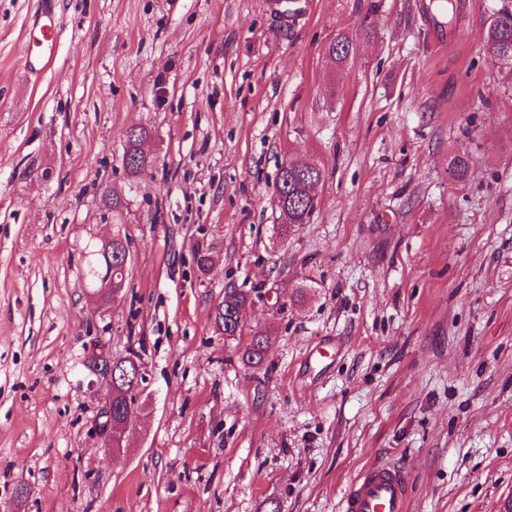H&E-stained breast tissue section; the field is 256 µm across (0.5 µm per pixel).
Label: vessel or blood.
Masks as SVG:
<instances>
[{
	"label": "vessel or blood",
	"instance_id": "obj_1",
	"mask_svg": "<svg viewBox=\"0 0 512 512\" xmlns=\"http://www.w3.org/2000/svg\"><path fill=\"white\" fill-rule=\"evenodd\" d=\"M39 36L37 50L26 60V67L49 65L57 45V24L53 0H41L34 23ZM409 474L404 468L390 464H376L367 468L349 487L342 512H408L407 487Z\"/></svg>",
	"mask_w": 512,
	"mask_h": 512
}]
</instances>
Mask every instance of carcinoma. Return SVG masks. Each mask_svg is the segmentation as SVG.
<instances>
[{
    "label": "carcinoma",
    "instance_id": "1",
    "mask_svg": "<svg viewBox=\"0 0 512 512\" xmlns=\"http://www.w3.org/2000/svg\"><path fill=\"white\" fill-rule=\"evenodd\" d=\"M485 43L492 63L500 68L512 70V0H501L500 7L490 18L485 32ZM356 39L350 34L338 32L327 47L328 56L341 65L355 53ZM151 137L150 131L143 126H133L127 132L124 151V164L130 177L134 180L151 172L155 160L143 149ZM470 167V158L462 150L448 161L451 176L462 181ZM323 178V170L316 164L292 159L285 160L277 175L274 194L280 212L281 223L275 225L277 233L288 235L289 230L298 224H305L310 219L317 201L313 194L314 187ZM102 202L112 213V245L89 240L83 247L82 277L88 290L96 294L110 283L114 288H124L126 282V259L130 239L125 231L127 202L115 189H104ZM251 302V293L238 288L225 291L224 302L218 307L214 318L215 326L224 337L237 339L243 334V311ZM267 339L261 335L254 336L241 349L242 362L258 368L265 362Z\"/></svg>",
    "mask_w": 512,
    "mask_h": 512
}]
</instances>
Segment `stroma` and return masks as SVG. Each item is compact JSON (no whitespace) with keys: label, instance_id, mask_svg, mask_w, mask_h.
<instances>
[{"label":"stroma","instance_id":"obj_1","mask_svg":"<svg viewBox=\"0 0 512 512\" xmlns=\"http://www.w3.org/2000/svg\"><path fill=\"white\" fill-rule=\"evenodd\" d=\"M427 4L55 0L35 74L40 0H0V512H340L377 463L407 470L410 512L512 505V73L483 41L500 0H458L442 40ZM367 23L347 65L326 56ZM134 124L158 164L133 182ZM289 158L323 178L280 238ZM107 187L131 261L101 303L81 250L112 234ZM228 288L252 294L239 340L214 324ZM258 333L268 366L248 369ZM132 351L146 379L112 453L85 361ZM36 29L40 34V38H36V47L39 49L33 55L32 52L27 55L29 60L26 59L25 66L29 69L33 67L36 70L35 63L42 65L40 70H43L52 62L57 45L58 30L53 0L41 1L39 14L33 25V30ZM266 351L267 339L263 335H255L243 345L240 357L245 365L258 368L265 362Z\"/></svg>","mask_w":512,"mask_h":512}]
</instances>
